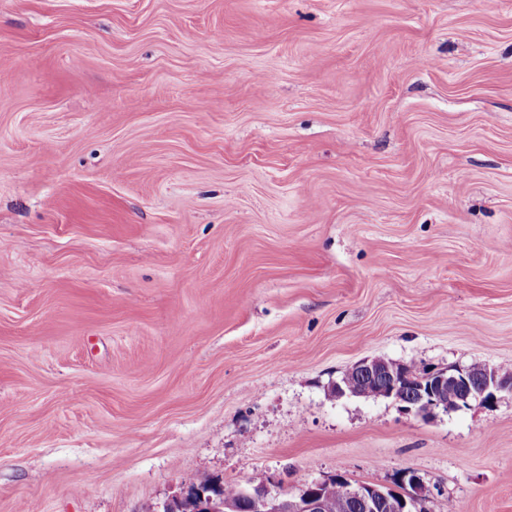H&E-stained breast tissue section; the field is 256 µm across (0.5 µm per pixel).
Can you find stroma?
Wrapping results in <instances>:
<instances>
[{
  "instance_id": "35a3bbf8",
  "label": "stroma",
  "mask_w": 512,
  "mask_h": 512,
  "mask_svg": "<svg viewBox=\"0 0 512 512\" xmlns=\"http://www.w3.org/2000/svg\"><path fill=\"white\" fill-rule=\"evenodd\" d=\"M512 0H0V512L207 475L512 512ZM353 367L360 371L363 382L356 388H349L360 383V377ZM353 367L339 380L350 392L346 394L340 382L336 381L333 385L336 397H388L399 403L404 410L414 411L422 417H428L436 410L448 413L473 403L487 406L497 400L499 393L512 392V378H504L494 368H484L479 364L470 366L475 371L483 369L478 374L473 373L470 367L461 366H448L446 369L429 372L424 382L411 390L408 389L402 365L387 364L380 358H373L364 359ZM373 381L385 383L381 391L386 397L379 395L381 388L378 385L372 387V394L370 384ZM448 389H457L461 394L454 405L448 403L452 404L458 395L456 391Z\"/></svg>"
}]
</instances>
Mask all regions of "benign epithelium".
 Instances as JSON below:
<instances>
[{
    "mask_svg": "<svg viewBox=\"0 0 512 512\" xmlns=\"http://www.w3.org/2000/svg\"><path fill=\"white\" fill-rule=\"evenodd\" d=\"M363 376L359 386L345 392L341 384L333 385L338 397L349 394L354 397L371 396L370 384L384 382V396L400 404L406 411L428 417L437 410L454 411L474 403L487 406L503 391L512 392V378H504L493 369L485 367L475 374L468 367L450 366L432 371L424 382L410 389L403 366L387 364L380 358L364 359L354 365ZM457 389L460 398L448 404V390ZM321 482L312 481L291 496H282L262 487L247 492L253 512H323L320 496ZM424 499V487L419 477L408 471L401 475L400 489H382L369 484L351 487L349 496L338 507L337 512H421L419 504ZM162 512H235L232 503L224 501L222 483L213 480L207 484L192 483L183 488L180 495L163 505Z\"/></svg>",
    "mask_w": 512,
    "mask_h": 512,
    "instance_id": "obj_1",
    "label": "benign epithelium"
}]
</instances>
